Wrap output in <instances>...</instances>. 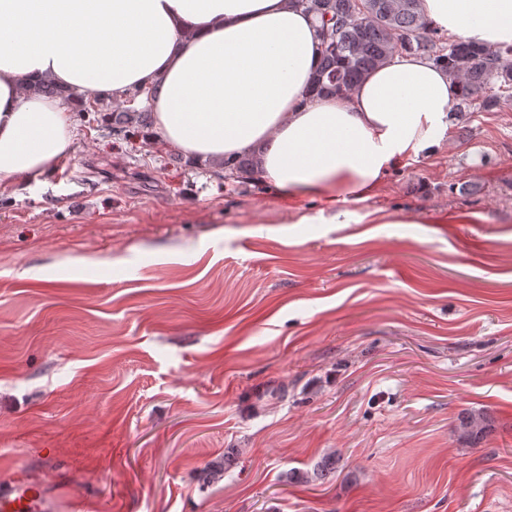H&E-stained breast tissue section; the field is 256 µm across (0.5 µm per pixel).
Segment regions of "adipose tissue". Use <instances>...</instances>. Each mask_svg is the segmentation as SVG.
Listing matches in <instances>:
<instances>
[{
    "label": "adipose tissue",
    "instance_id": "ef3b65f1",
    "mask_svg": "<svg viewBox=\"0 0 512 512\" xmlns=\"http://www.w3.org/2000/svg\"><path fill=\"white\" fill-rule=\"evenodd\" d=\"M432 27L512 45V0H421ZM321 36L290 0H0V185L55 170L73 114L32 92L49 79L109 99L161 80L156 139L216 164L253 157L284 196L368 200L407 160L440 151L460 89L393 54L348 97L313 92Z\"/></svg>",
    "mask_w": 512,
    "mask_h": 512
}]
</instances>
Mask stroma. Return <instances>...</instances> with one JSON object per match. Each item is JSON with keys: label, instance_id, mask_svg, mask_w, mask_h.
<instances>
[{"label": "stroma", "instance_id": "35a3bbf8", "mask_svg": "<svg viewBox=\"0 0 512 512\" xmlns=\"http://www.w3.org/2000/svg\"><path fill=\"white\" fill-rule=\"evenodd\" d=\"M74 122L0 187V477L87 512H512V98L336 202L355 224ZM488 426L483 413H464L459 422L460 437L466 442H475L483 436ZM336 471V459L334 456L323 457L313 465L312 471H293L288 473V481L294 483H309L325 479L330 473Z\"/></svg>", "mask_w": 512, "mask_h": 512}]
</instances>
